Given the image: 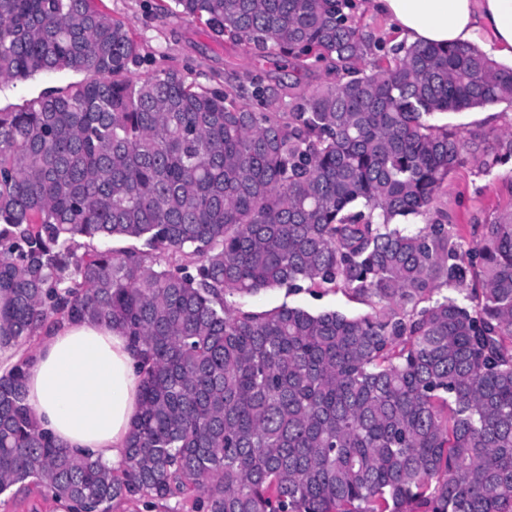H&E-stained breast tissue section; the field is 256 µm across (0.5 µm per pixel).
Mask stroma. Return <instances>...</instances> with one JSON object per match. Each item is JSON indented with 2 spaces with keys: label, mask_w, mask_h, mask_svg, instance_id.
<instances>
[{
  "label": "stroma",
  "mask_w": 512,
  "mask_h": 512,
  "mask_svg": "<svg viewBox=\"0 0 512 512\" xmlns=\"http://www.w3.org/2000/svg\"><path fill=\"white\" fill-rule=\"evenodd\" d=\"M98 8L122 20L141 45L144 57L133 74L143 78L168 69L181 71L188 80L212 89L229 82L263 74L267 81L287 78L288 71L273 58L244 52L231 40L215 39L203 25L188 17L161 14L157 0H96ZM69 74H40L25 81L0 84V108H13L41 92L72 82ZM439 123L490 136L512 129V108L488 106L463 113H448ZM512 203V162L494 174L484 175L475 157L452 172L444 183L439 208L450 224L464 236L467 245L480 239V226L502 213ZM233 307L260 313L287 304L312 312L339 311L350 316L370 313L368 298L342 289H304L296 293L284 288L231 297Z\"/></svg>",
  "instance_id": "stroma-1"
}]
</instances>
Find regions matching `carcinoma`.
<instances>
[{"instance_id":"carcinoma-1","label":"carcinoma","mask_w":512,"mask_h":512,"mask_svg":"<svg viewBox=\"0 0 512 512\" xmlns=\"http://www.w3.org/2000/svg\"><path fill=\"white\" fill-rule=\"evenodd\" d=\"M348 0H158L218 38L321 63L330 80L222 92L134 79L125 23L95 0H0V83L84 78L0 109V347L89 320L129 338L142 408L126 465L39 429L26 362L0 376V495L78 512L190 499L195 512H512V211L465 247L438 203L482 138L440 114L505 103L512 68L473 46L375 41ZM114 239L138 245L101 248ZM175 259L164 267L153 252ZM459 286L442 295L441 287ZM342 288L363 316L228 294Z\"/></svg>"}]
</instances>
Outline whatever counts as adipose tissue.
<instances>
[{
    "instance_id": "obj_1",
    "label": "adipose tissue",
    "mask_w": 512,
    "mask_h": 512,
    "mask_svg": "<svg viewBox=\"0 0 512 512\" xmlns=\"http://www.w3.org/2000/svg\"><path fill=\"white\" fill-rule=\"evenodd\" d=\"M390 19L397 42L481 45L512 66V0H365ZM39 426L72 453L112 469L126 463L141 410L135 354L126 336L91 321L64 322L42 337L26 373Z\"/></svg>"
}]
</instances>
